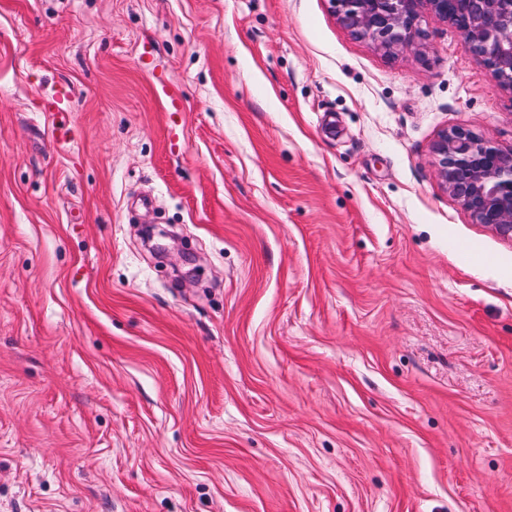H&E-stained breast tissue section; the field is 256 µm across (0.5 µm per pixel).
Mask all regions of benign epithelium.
<instances>
[{"mask_svg": "<svg viewBox=\"0 0 512 512\" xmlns=\"http://www.w3.org/2000/svg\"><path fill=\"white\" fill-rule=\"evenodd\" d=\"M338 23L375 49L422 51L423 18L451 24L501 86L512 91V0H330ZM433 164L450 195L476 224L512 240V148L469 130L444 131Z\"/></svg>", "mask_w": 512, "mask_h": 512, "instance_id": "1", "label": "benign epithelium"}]
</instances>
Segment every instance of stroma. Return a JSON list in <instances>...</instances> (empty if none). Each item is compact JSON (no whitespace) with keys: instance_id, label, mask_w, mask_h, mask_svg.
I'll return each instance as SVG.
<instances>
[{"instance_id":"stroma-1","label":"stroma","mask_w":512,"mask_h":512,"mask_svg":"<svg viewBox=\"0 0 512 512\" xmlns=\"http://www.w3.org/2000/svg\"><path fill=\"white\" fill-rule=\"evenodd\" d=\"M425 29L0 0V512H512V240L432 164L512 91Z\"/></svg>"}]
</instances>
